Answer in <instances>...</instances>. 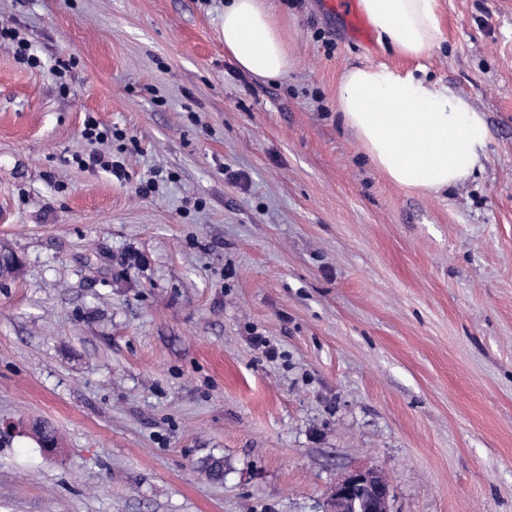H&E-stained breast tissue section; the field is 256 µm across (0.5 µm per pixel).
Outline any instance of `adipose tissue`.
<instances>
[{"label":"adipose tissue","instance_id":"1","mask_svg":"<svg viewBox=\"0 0 512 512\" xmlns=\"http://www.w3.org/2000/svg\"><path fill=\"white\" fill-rule=\"evenodd\" d=\"M377 41L417 61L443 39L440 0H359ZM224 49L243 71H288V44L265 0H226ZM336 103L375 168L407 189L439 192L480 167L488 128L483 112L455 91L386 64L345 70Z\"/></svg>","mask_w":512,"mask_h":512}]
</instances>
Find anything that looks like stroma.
I'll use <instances>...</instances> for the list:
<instances>
[{"label":"stroma","instance_id":"35a3bbf8","mask_svg":"<svg viewBox=\"0 0 512 512\" xmlns=\"http://www.w3.org/2000/svg\"><path fill=\"white\" fill-rule=\"evenodd\" d=\"M324 2L269 0L260 79L224 0H0L41 61L0 46V512H325L362 467L391 512H512V0H440L417 64ZM381 63L483 112L466 182L394 185L344 126ZM224 2V50L243 71L258 78L288 72V44L280 20L265 0Z\"/></svg>","mask_w":512,"mask_h":512}]
</instances>
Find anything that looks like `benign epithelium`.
I'll return each instance as SVG.
<instances>
[{"label":"benign epithelium","mask_w":512,"mask_h":512,"mask_svg":"<svg viewBox=\"0 0 512 512\" xmlns=\"http://www.w3.org/2000/svg\"><path fill=\"white\" fill-rule=\"evenodd\" d=\"M391 485L375 468L354 469L333 486L327 512H390Z\"/></svg>","instance_id":"obj_1"}]
</instances>
